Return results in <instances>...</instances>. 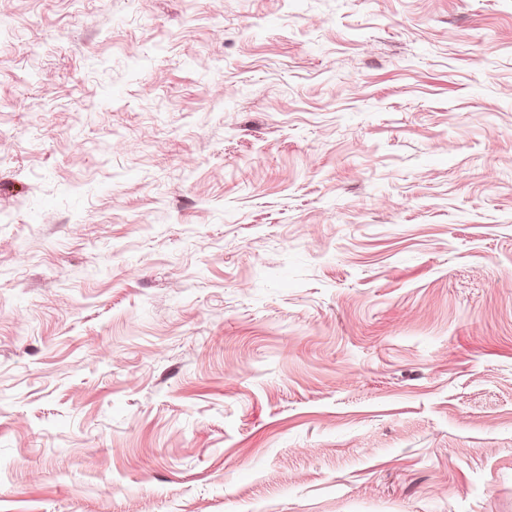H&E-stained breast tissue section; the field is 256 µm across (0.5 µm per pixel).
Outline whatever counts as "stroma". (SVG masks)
<instances>
[{
	"label": "stroma",
	"instance_id": "obj_1",
	"mask_svg": "<svg viewBox=\"0 0 512 512\" xmlns=\"http://www.w3.org/2000/svg\"><path fill=\"white\" fill-rule=\"evenodd\" d=\"M0 15V512H512V0Z\"/></svg>",
	"mask_w": 512,
	"mask_h": 512
}]
</instances>
